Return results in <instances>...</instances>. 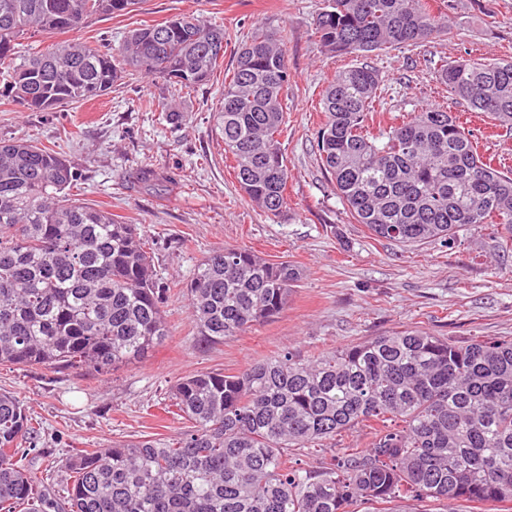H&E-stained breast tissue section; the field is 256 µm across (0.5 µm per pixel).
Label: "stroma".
Instances as JSON below:
<instances>
[{
  "label": "stroma",
  "instance_id": "stroma-1",
  "mask_svg": "<svg viewBox=\"0 0 512 512\" xmlns=\"http://www.w3.org/2000/svg\"><path fill=\"white\" fill-rule=\"evenodd\" d=\"M324 6L325 0H143L127 15L93 17L69 34L20 39L18 49L28 56L68 37L116 49L128 30L182 13L223 26L224 62L208 84L177 94L162 80L130 75L104 96L51 112L0 97V140L32 141L63 155L77 174L71 197L139 225L165 283L185 285L218 247L287 260L301 273L278 318L221 345H198L187 300L177 296L165 308L168 336L140 362L109 373L0 365V390L18 396L41 425L28 461L57 512H66L74 478L56 462L73 449L165 439L182 430L170 397L180 377L212 370L236 374L276 354L307 357L404 328L461 340L512 338V256L498 252L496 227H471L451 245L402 246L354 223L338 197L317 149L323 121L318 99L353 59L325 53L315 40V19ZM449 25L451 36L369 54L385 78L382 126L428 106L464 111V103L435 80L441 61L512 57V0H454ZM259 27L280 35L292 77L288 129L281 136L287 205L275 216L241 191L213 117L225 77ZM149 101L175 105L179 123L147 110ZM470 128L480 153L512 173V135L493 130L482 114ZM145 166L175 173L177 185L134 187L133 172Z\"/></svg>",
  "mask_w": 512,
  "mask_h": 512
}]
</instances>
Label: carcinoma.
<instances>
[{
  "label": "carcinoma",
  "instance_id": "cac0c4a2",
  "mask_svg": "<svg viewBox=\"0 0 512 512\" xmlns=\"http://www.w3.org/2000/svg\"><path fill=\"white\" fill-rule=\"evenodd\" d=\"M140 0H0V95L34 112L100 97L128 71L180 92L207 84L224 59V27L192 15L129 31L125 67L70 39L17 60L29 29L74 31L123 16ZM430 0H328L315 22L322 48L344 55L451 35ZM436 80L471 111L512 130V58L440 65ZM369 63L342 70L322 91L321 164L355 223L403 246L452 240L477 224L501 229L512 252V176L477 152L445 107L386 129L369 120L381 88ZM291 74L275 32L241 48L214 113L224 151L248 199L272 215L286 204L280 136ZM75 181L57 151L0 140V364L114 371L144 359L166 336L171 287L156 277L138 226L67 198ZM300 272L244 247L206 256L182 293L200 343L211 346L275 319ZM171 401L185 421L169 439L78 449L69 512H428L426 502L512 500V339L462 342L404 329L309 358L292 353L238 374L177 379ZM396 421L366 449L341 448L312 469H288L291 448L336 440L363 422ZM32 417L0 392V512H47L36 477L16 461ZM414 506L402 508V503Z\"/></svg>",
  "mask_w": 512,
  "mask_h": 512
}]
</instances>
